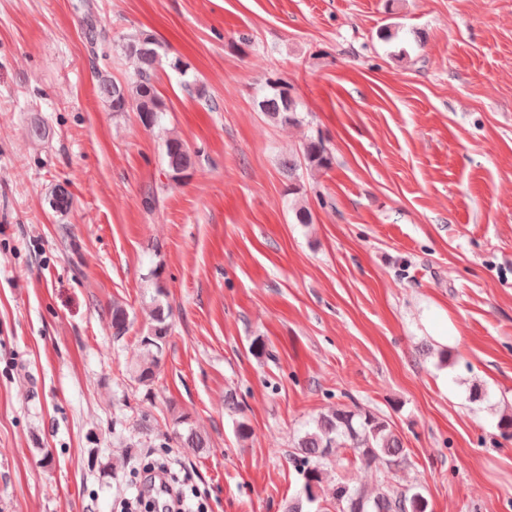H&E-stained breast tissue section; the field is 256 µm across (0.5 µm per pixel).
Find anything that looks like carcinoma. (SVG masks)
Wrapping results in <instances>:
<instances>
[{
	"label": "carcinoma",
	"instance_id": "1",
	"mask_svg": "<svg viewBox=\"0 0 512 512\" xmlns=\"http://www.w3.org/2000/svg\"><path fill=\"white\" fill-rule=\"evenodd\" d=\"M86 38L94 59H109L110 39L107 31L92 25L86 27ZM160 45L155 37L142 30L120 39L119 49L125 57L134 60L133 73L125 81H116L107 75L98 79L97 94L112 112L137 113L144 128L152 130L161 125L165 102L154 85L157 67L160 65ZM266 93L258 106L271 120L281 125L300 122V102L292 87L279 79L266 80ZM165 175L177 182L196 165L195 155L185 142L176 135L164 139ZM335 157L322 137L311 138L299 151L283 161L288 173V191L296 190L297 171L301 167L309 170H329ZM152 286L148 311L150 323L140 336L139 359L133 369L139 384L154 383L164 356L167 336L171 324V308L167 289L161 280L159 269L154 268L145 276ZM112 335L125 336L132 325L129 312L119 302L112 303ZM176 436L181 447L202 452L207 447V438L195 426L192 416L181 413L175 417ZM409 453L402 438L390 424L370 410L355 407L336 408L320 414L313 426L301 435L296 443L293 463L302 478L301 492L288 503L287 512H306L304 507L317 505L315 512H428L429 502L420 487H394L390 474L408 464ZM352 468L356 465L376 467L383 477L380 484L368 492L351 485L350 481L337 484L332 492V508L320 506L324 493L325 467L330 464Z\"/></svg>",
	"mask_w": 512,
	"mask_h": 512
}]
</instances>
